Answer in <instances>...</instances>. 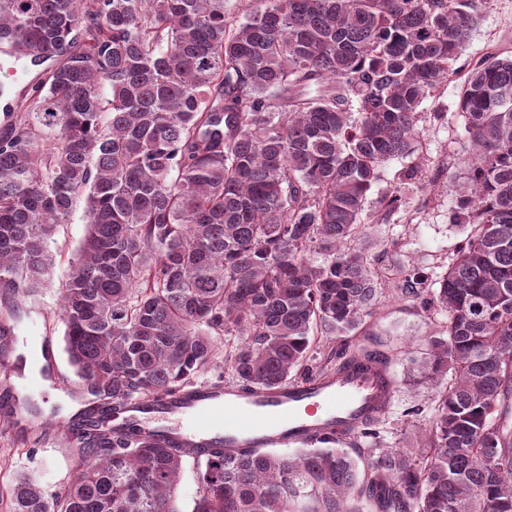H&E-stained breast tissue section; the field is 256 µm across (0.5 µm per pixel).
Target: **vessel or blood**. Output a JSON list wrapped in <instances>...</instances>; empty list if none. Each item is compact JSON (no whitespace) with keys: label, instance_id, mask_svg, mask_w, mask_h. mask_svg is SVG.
<instances>
[{"label":"vessel or blood","instance_id":"b4317fda","mask_svg":"<svg viewBox=\"0 0 512 512\" xmlns=\"http://www.w3.org/2000/svg\"><path fill=\"white\" fill-rule=\"evenodd\" d=\"M380 391L374 372L354 368L274 391L204 383L178 398L130 402L125 418L143 426L162 418L163 432L196 453L219 443L231 450L284 448L357 427L373 413Z\"/></svg>","mask_w":512,"mask_h":512}]
</instances>
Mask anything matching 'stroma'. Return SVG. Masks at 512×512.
<instances>
[{
  "instance_id": "35a3bbf8",
  "label": "stroma",
  "mask_w": 512,
  "mask_h": 512,
  "mask_svg": "<svg viewBox=\"0 0 512 512\" xmlns=\"http://www.w3.org/2000/svg\"><path fill=\"white\" fill-rule=\"evenodd\" d=\"M492 54H512V0H483L478 24L458 61V74L422 103L419 131L424 164L420 184L400 185L398 173L403 160L387 161L380 168L369 194L367 236L361 242L376 258L379 304L375 312L357 332L335 339L317 337L310 352L313 366L337 361L342 349L371 340L388 352L394 381L392 404L379 425L378 446L361 443L365 456L412 442L416 427L427 425L431 417L437 390L414 385L409 362L422 357L429 338L444 331L448 314L440 309L427 311L402 299L399 288L402 277L413 269L432 280L441 276L463 239L461 226L449 221L471 154L458 114L459 85L464 73ZM394 191L401 197L400 208L389 222H380L381 205ZM85 228V205L80 202L50 242L55 265L46 288L18 298L22 314L14 324L17 341L45 339L55 356L58 375L51 397L33 403L40 415L38 422L18 423L0 417V490L7 489L16 476L25 475L46 491L57 492L79 468L78 450L60 420L73 415L63 405V398H80L83 383L63 351L59 300L71 273L72 254Z\"/></svg>"
}]
</instances>
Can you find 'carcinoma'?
Here are the masks:
<instances>
[{
  "label": "carcinoma",
  "mask_w": 512,
  "mask_h": 512,
  "mask_svg": "<svg viewBox=\"0 0 512 512\" xmlns=\"http://www.w3.org/2000/svg\"><path fill=\"white\" fill-rule=\"evenodd\" d=\"M0 0L7 57L38 68L0 85V355L16 295L46 284L48 243L85 199L87 230L61 297L64 352L93 405L72 420L79 472L49 493L18 476L0 512H512V56L466 74L458 101L475 153L450 220L467 230L429 289L447 337L411 361L439 386L412 445L359 470L342 448L376 442L385 399L355 432L292 456H189L156 430L112 429L125 405L194 386L225 340L237 382L273 391L306 369L315 335L360 327L377 303L373 260L348 242L380 166L410 159L419 111L449 77L480 0ZM322 256L315 263L310 254ZM365 346L315 370L387 374ZM450 381H445L447 373ZM197 487L195 470L191 464H187L181 474L177 488V504L182 511H191Z\"/></svg>",
  "instance_id": "cac0c4a2"
}]
</instances>
